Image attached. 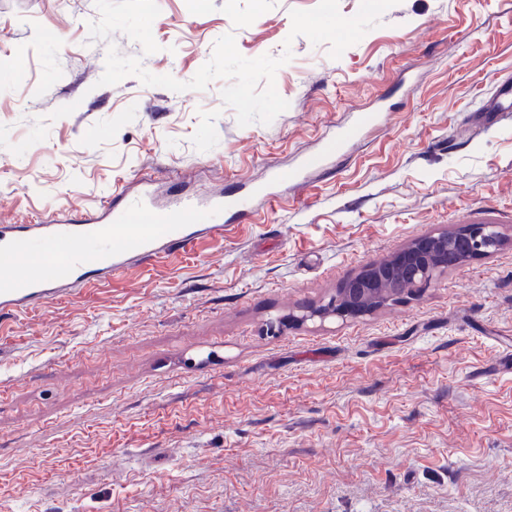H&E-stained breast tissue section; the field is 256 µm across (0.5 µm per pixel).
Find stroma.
<instances>
[{
  "instance_id": "1",
  "label": "stroma",
  "mask_w": 512,
  "mask_h": 512,
  "mask_svg": "<svg viewBox=\"0 0 512 512\" xmlns=\"http://www.w3.org/2000/svg\"><path fill=\"white\" fill-rule=\"evenodd\" d=\"M317 2L0 0L1 220L246 192L357 129L195 251L0 322V512H512V119L466 121L512 74V0H399L337 59L290 34ZM227 33L292 53L270 124L223 79L99 83L112 45L189 81ZM480 216L502 248L421 296L267 333Z\"/></svg>"
}]
</instances>
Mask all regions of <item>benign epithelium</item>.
Segmentation results:
<instances>
[{
	"label": "benign epithelium",
	"instance_id": "1",
	"mask_svg": "<svg viewBox=\"0 0 512 512\" xmlns=\"http://www.w3.org/2000/svg\"><path fill=\"white\" fill-rule=\"evenodd\" d=\"M502 245L503 237L494 224H466L453 231L418 236L393 256L349 276L327 302L303 309L288 321L303 324L370 315L406 292L417 294L429 288L448 272V255L468 260L490 257Z\"/></svg>",
	"mask_w": 512,
	"mask_h": 512
}]
</instances>
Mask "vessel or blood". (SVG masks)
<instances>
[{"label": "vessel or blood", "mask_w": 512, "mask_h": 512, "mask_svg": "<svg viewBox=\"0 0 512 512\" xmlns=\"http://www.w3.org/2000/svg\"><path fill=\"white\" fill-rule=\"evenodd\" d=\"M512 112V84L500 83L473 116L475 127L491 126ZM271 202V186L251 194L216 192L158 203L150 185L119 202L74 218L49 215L27 224H0V316H13L49 302L76 296L111 281L129 258L151 259L192 249L200 234L197 221L223 227L225 212L250 211L254 196ZM26 271L15 273L17 261Z\"/></svg>", "instance_id": "vessel-or-blood-1"}]
</instances>
